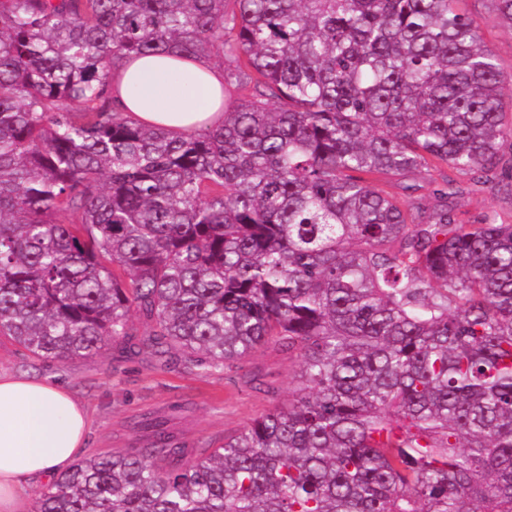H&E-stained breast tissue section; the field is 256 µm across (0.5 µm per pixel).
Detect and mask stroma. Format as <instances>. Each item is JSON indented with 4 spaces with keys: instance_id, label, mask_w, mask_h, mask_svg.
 Returning <instances> with one entry per match:
<instances>
[{
    "instance_id": "1",
    "label": "stroma",
    "mask_w": 512,
    "mask_h": 512,
    "mask_svg": "<svg viewBox=\"0 0 512 512\" xmlns=\"http://www.w3.org/2000/svg\"><path fill=\"white\" fill-rule=\"evenodd\" d=\"M463 7L495 53L509 81L503 89L505 112L512 114V28L502 23L492 0H464ZM499 163L490 180L439 166L432 180L381 176L379 188L398 199L430 204L434 183L450 178L459 188L458 213L479 223L492 217L512 224V186L502 173L512 171V134L499 141ZM415 191H407V184ZM132 335L110 342L103 354L66 360L38 359L13 340L0 336V370L59 384L82 402L90 415L87 452H120L146 447L155 426L195 455L216 448L275 405L287 400L298 364L296 355L270 343L246 360L201 371L183 358L144 345L150 326L140 313L131 316Z\"/></svg>"
}]
</instances>
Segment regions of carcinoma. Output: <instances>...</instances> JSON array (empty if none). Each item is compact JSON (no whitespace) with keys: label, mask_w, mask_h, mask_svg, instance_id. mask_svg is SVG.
<instances>
[{"label":"carcinoma","mask_w":512,"mask_h":512,"mask_svg":"<svg viewBox=\"0 0 512 512\" xmlns=\"http://www.w3.org/2000/svg\"><path fill=\"white\" fill-rule=\"evenodd\" d=\"M459 0H0V336L132 335L203 371L269 342L288 402L185 460L91 453L35 512H512V224L453 183L498 164L509 78ZM148 53L229 63L223 124L127 119ZM498 154V166L490 173V181L485 185H476L470 180L469 175L461 174L445 165L433 170V179L436 182L434 184H430L428 180H422L420 176L411 178L378 176L375 184L400 200H408L407 195H410L413 201L429 205L433 201L432 189L441 185L444 177H448L460 190L453 200L455 209L469 219L471 224H478L487 217L495 218L498 224H512V187L508 180H501V172L512 171V134L506 132L500 139ZM413 184L419 186V189L404 190L405 186Z\"/></svg>","instance_id":"1"}]
</instances>
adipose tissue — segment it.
I'll return each mask as SVG.
<instances>
[{
	"instance_id": "1",
	"label": "adipose tissue",
	"mask_w": 512,
	"mask_h": 512,
	"mask_svg": "<svg viewBox=\"0 0 512 512\" xmlns=\"http://www.w3.org/2000/svg\"><path fill=\"white\" fill-rule=\"evenodd\" d=\"M115 101L131 120L171 136L224 119V69L152 55L114 73ZM85 406L63 387L0 372V512H31L32 491L69 470L86 446Z\"/></svg>"
}]
</instances>
